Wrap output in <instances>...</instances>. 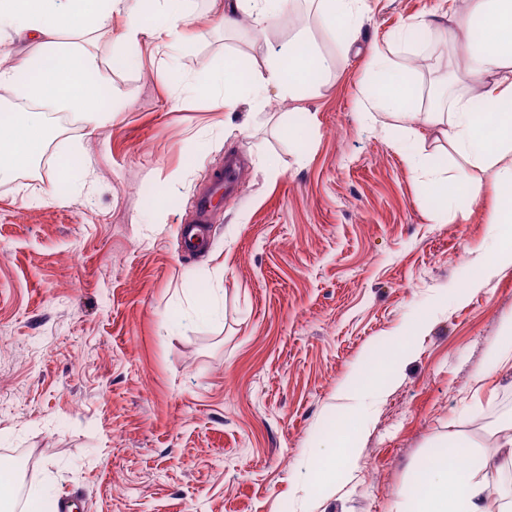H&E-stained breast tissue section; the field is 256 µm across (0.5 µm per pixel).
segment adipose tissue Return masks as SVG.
<instances>
[{
	"instance_id": "1",
	"label": "adipose tissue",
	"mask_w": 512,
	"mask_h": 512,
	"mask_svg": "<svg viewBox=\"0 0 512 512\" xmlns=\"http://www.w3.org/2000/svg\"><path fill=\"white\" fill-rule=\"evenodd\" d=\"M317 3L325 26L350 35L366 9V0ZM185 9L186 0H157V15L149 20L142 14L140 0H0V38L12 35L46 49L45 55L0 69V87L14 93L11 111L0 113V179L11 177L17 165L46 148L44 109L70 113L91 132L112 120L111 110L101 105L95 57L83 46L59 44L61 29L78 27L87 33L106 29L117 11L128 16L121 35L124 43H139L155 31L174 45L183 37ZM447 22L465 35L467 75L474 89L449 95L447 111L421 112L415 81L394 58L409 52L415 32L427 33ZM372 63L378 79L363 92L361 112L390 115V123L383 126L385 134L442 200L475 204L477 189L470 170H497L505 201L490 222L497 242L494 261L512 264V0H469L465 12L432 13L403 27L389 52L373 51ZM329 66L300 35L281 46L263 69L251 73L245 72L237 56H226L223 69L206 73L200 85L227 111H236L245 98L260 110L268 88H275L282 98L297 99L300 90L313 86ZM29 69L35 70L36 79L20 82V73ZM423 127L448 144L460 157L459 165L443 172L422 153L419 130ZM486 466L481 460L458 470L449 467L444 455H425L414 468L398 512H512V488H500L498 500H491L483 475Z\"/></svg>"
}]
</instances>
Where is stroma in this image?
Segmentation results:
<instances>
[{
    "label": "stroma",
    "mask_w": 512,
    "mask_h": 512,
    "mask_svg": "<svg viewBox=\"0 0 512 512\" xmlns=\"http://www.w3.org/2000/svg\"><path fill=\"white\" fill-rule=\"evenodd\" d=\"M356 42L291 0L267 29L248 11L225 30L221 0H187L185 37L86 40L112 122L54 128L97 179L0 180V452L33 456L35 497L81 512H395L413 463L461 442L488 459L505 427L512 367L490 353L512 318V266L493 267L495 169L480 203L441 205L359 110L369 55L405 25L465 0H367ZM334 61L300 99L270 93L249 128L196 90L236 54L251 69L298 31ZM461 37L435 30L398 64L433 111L445 79L466 92ZM296 135H288V128ZM239 156L238 190L213 208L205 250L178 226L204 179ZM219 288L205 317L189 300ZM427 329L407 336L418 315ZM384 387L364 402L362 375ZM354 437L351 474L311 469L329 435Z\"/></svg>",
    "instance_id": "obj_1"
}]
</instances>
